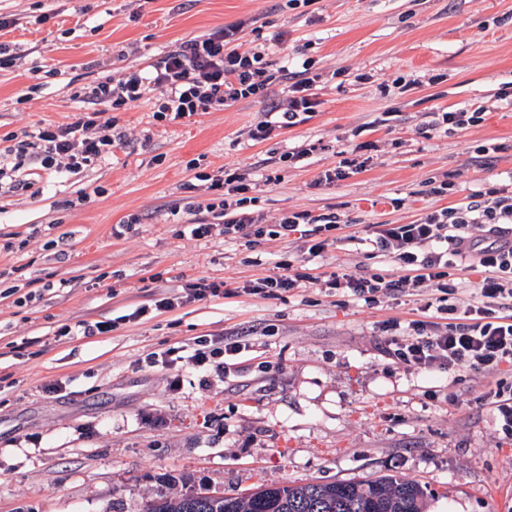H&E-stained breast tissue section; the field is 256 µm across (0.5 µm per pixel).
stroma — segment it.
Instances as JSON below:
<instances>
[{
    "label": "stroma",
    "mask_w": 512,
    "mask_h": 512,
    "mask_svg": "<svg viewBox=\"0 0 512 512\" xmlns=\"http://www.w3.org/2000/svg\"><path fill=\"white\" fill-rule=\"evenodd\" d=\"M0 13L19 20L0 31L18 54L0 55V150L73 121L85 89L227 25L243 24V49L266 48L271 71L308 58L320 75L308 121L265 141L248 135L257 99L181 125L143 101L112 112L132 140L112 159L61 176L19 170L33 181L24 192L0 186V512H142L185 478L242 498L382 475L427 486V512H512V437L485 398L512 376L428 375L386 353L382 322L416 319L429 291L368 303L325 284L386 270L367 225L512 187V106L496 98L512 83V0H0ZM465 105L487 107L484 121L429 127L431 113ZM480 145L495 146L492 162H474ZM351 150L363 169L317 184ZM234 170L250 173V208L267 221L339 214L333 245L309 260L299 239L191 238L188 222L213 220L219 196L197 176ZM450 177L460 193L430 194ZM133 214L149 220L116 236ZM283 262L321 284L236 293ZM202 278L231 294L153 309ZM82 321L112 330L86 336ZM245 333L234 366L165 361L198 337Z\"/></svg>",
    "instance_id": "35a3bbf8"
}]
</instances>
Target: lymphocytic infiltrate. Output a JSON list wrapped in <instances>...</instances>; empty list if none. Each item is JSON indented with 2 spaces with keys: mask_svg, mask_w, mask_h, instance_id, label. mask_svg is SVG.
I'll return each mask as SVG.
<instances>
[{
  "mask_svg": "<svg viewBox=\"0 0 512 512\" xmlns=\"http://www.w3.org/2000/svg\"><path fill=\"white\" fill-rule=\"evenodd\" d=\"M240 32L237 24L212 30L150 59L143 69L98 83L84 93L82 112L74 121L39 128L8 147L0 155V177L24 167L71 173L111 157L113 146L127 143L128 137L114 124L98 125L103 105L118 111L148 100L156 120L172 123L265 96L270 77L264 54L241 50ZM312 67L306 60L300 70L282 71L286 94L265 109L262 120L250 130L252 140H267L275 131L303 124L315 112L318 78ZM223 185L219 207L224 235L262 237V217L245 209L242 199L251 188L248 174H227ZM339 222L333 213L292 211L274 222L271 234L309 239L307 252L316 257L329 242L312 239L311 226L331 231ZM507 224H512V194L489 187L469 194L460 205L429 211L409 224L373 225L369 244L398 267L399 276L335 275L328 285L371 302L379 294L406 295L420 288L451 295L457 290L451 270L478 272L480 278L460 316L445 323L427 318L405 326L392 323L384 342L401 363L425 373L461 366L501 370L512 366V314L505 311L512 301V234L503 230ZM484 225L492 237L485 246L469 234L470 228Z\"/></svg>",
  "mask_w": 512,
  "mask_h": 512,
  "instance_id": "1",
  "label": "lymphocytic infiltrate"
}]
</instances>
